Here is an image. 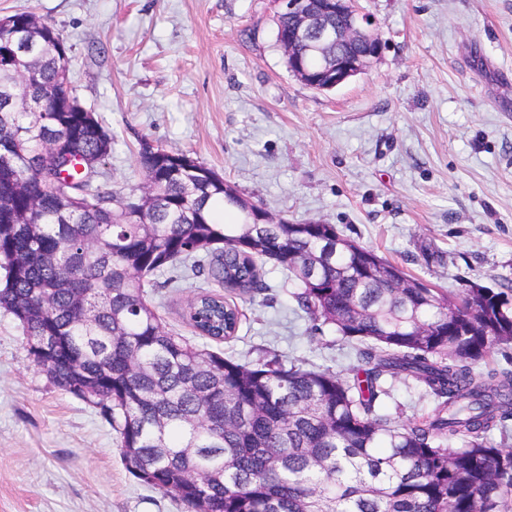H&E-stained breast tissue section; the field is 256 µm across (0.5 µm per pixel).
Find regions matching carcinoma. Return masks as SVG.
Wrapping results in <instances>:
<instances>
[{
  "instance_id": "obj_1",
  "label": "carcinoma",
  "mask_w": 512,
  "mask_h": 512,
  "mask_svg": "<svg viewBox=\"0 0 512 512\" xmlns=\"http://www.w3.org/2000/svg\"><path fill=\"white\" fill-rule=\"evenodd\" d=\"M32 62L10 58L0 27V311L27 356L116 433L125 469L184 512H512V448L490 442L512 421V369H474L512 348V289L447 295L342 237L334 224H245L239 191L189 154L141 144L135 214L101 181L112 135L74 95L62 32L30 12ZM66 138L56 154L53 137ZM271 264L313 334L328 329L364 367L346 378L274 357L238 361L169 329L145 288L177 272L227 293L266 292ZM317 267L309 284L300 269ZM182 320L222 343L241 321L223 295L187 299ZM56 340L53 351L34 345ZM414 380L431 413L381 411L388 380Z\"/></svg>"
}]
</instances>
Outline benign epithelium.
Here are the masks:
<instances>
[{"label": "benign epithelium", "mask_w": 512, "mask_h": 512, "mask_svg": "<svg viewBox=\"0 0 512 512\" xmlns=\"http://www.w3.org/2000/svg\"><path fill=\"white\" fill-rule=\"evenodd\" d=\"M359 0H272L293 19L284 50L288 70L305 87L331 90L366 72L380 58L384 42L372 15ZM336 45V56L320 73L306 67L308 54Z\"/></svg>", "instance_id": "7a95c632"}]
</instances>
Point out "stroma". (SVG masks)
I'll return each mask as SVG.
<instances>
[{"label":"stroma","mask_w":512,"mask_h":512,"mask_svg":"<svg viewBox=\"0 0 512 512\" xmlns=\"http://www.w3.org/2000/svg\"><path fill=\"white\" fill-rule=\"evenodd\" d=\"M380 23L378 62L330 91L304 87L275 41L272 0H0L70 47L80 102L112 136L113 194L143 183L141 142L189 153L291 223L335 225L441 292L512 286V0H362ZM236 298V340L196 336L180 312L204 285L147 295L167 328L241 361L279 357L347 373L335 333L315 337L292 285ZM395 383L398 421L430 413ZM0 512H184L123 466L96 409L53 386L0 312Z\"/></svg>","instance_id":"stroma-1"}]
</instances>
